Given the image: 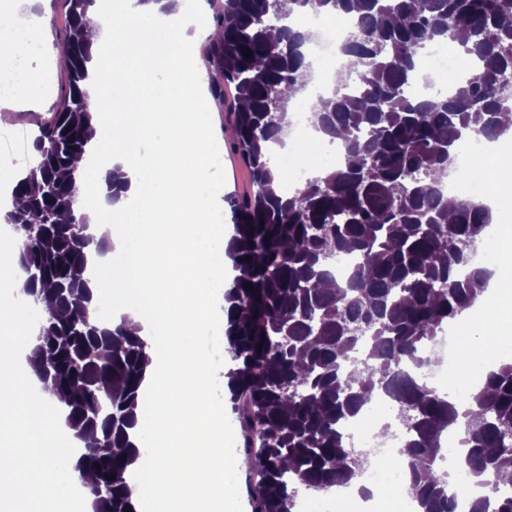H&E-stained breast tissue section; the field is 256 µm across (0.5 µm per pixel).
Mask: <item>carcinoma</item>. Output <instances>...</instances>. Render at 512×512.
Listing matches in <instances>:
<instances>
[{"label": "carcinoma", "mask_w": 512, "mask_h": 512, "mask_svg": "<svg viewBox=\"0 0 512 512\" xmlns=\"http://www.w3.org/2000/svg\"><path fill=\"white\" fill-rule=\"evenodd\" d=\"M66 2L68 96L33 139L40 178L16 180L4 219L20 292L49 303L28 363L64 401L65 426L92 444L80 461L92 512H126L146 342L137 324L109 328L90 304L88 256L109 249L74 214L76 162L92 151L86 32L96 0ZM309 7L357 13L341 45L345 83L311 109L316 131L341 138L344 156L284 195L271 157L312 76L305 51L317 35L301 23ZM460 35L476 72L451 93L410 94L427 45ZM204 62L234 129L229 148L252 182L250 195L227 199L234 276L223 285L225 392L258 473L252 512H293L301 490L360 477L371 460L348 447L342 425L380 391L398 407L402 465L421 512H456L441 465L451 427L471 475L494 477L484 482L492 497L469 512H512V497L497 495L512 467V357L460 409L420 378L426 345L492 275L473 265L490 209L443 187L464 138L508 131L512 0H224ZM338 254L353 257L345 281L332 268Z\"/></svg>", "instance_id": "1"}]
</instances>
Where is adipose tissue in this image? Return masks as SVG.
I'll use <instances>...</instances> for the list:
<instances>
[{
    "label": "adipose tissue",
    "instance_id": "ef3b65f1",
    "mask_svg": "<svg viewBox=\"0 0 512 512\" xmlns=\"http://www.w3.org/2000/svg\"><path fill=\"white\" fill-rule=\"evenodd\" d=\"M124 22L96 12L87 34L91 62V143L100 155L84 171L80 198L109 250L93 257L92 303L116 318L134 315L137 294L151 312L140 323L146 341L138 426L151 438L141 458L145 481L132 493L137 512H198L201 504L230 512L234 494L224 474L246 468L221 448L223 415L211 400L210 368L198 337L215 315L228 240L210 221L195 189L209 177L205 78L190 50L200 30L187 0H123ZM149 91L142 99L132 80ZM125 184L128 204L103 201L107 182ZM167 336L157 347V332ZM29 339L26 309L0 296V512H57L59 476L78 487L85 443L50 428L63 410L31 367L9 362Z\"/></svg>",
    "mask_w": 512,
    "mask_h": 512
}]
</instances>
